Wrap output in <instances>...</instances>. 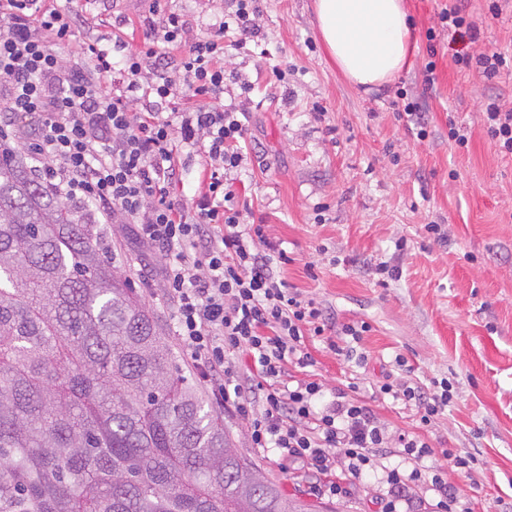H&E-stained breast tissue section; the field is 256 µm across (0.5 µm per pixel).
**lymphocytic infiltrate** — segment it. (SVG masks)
I'll return each mask as SVG.
<instances>
[{"instance_id": "1", "label": "lymphocytic infiltrate", "mask_w": 512, "mask_h": 512, "mask_svg": "<svg viewBox=\"0 0 512 512\" xmlns=\"http://www.w3.org/2000/svg\"><path fill=\"white\" fill-rule=\"evenodd\" d=\"M157 6L150 0L142 17L153 35L143 49L121 40L108 49L83 44L66 62L56 48L73 35L69 5L0 0V114L28 117L42 181L64 203L94 207L107 224L135 225L140 241L163 253L177 334L218 403L248 419L254 447L287 449L322 476L341 457L354 478L375 449L399 447L412 469L385 477L391 501L383 512H393L420 480L430 448L416 436H391L346 392L326 402L318 382L287 381V365H312L306 339L323 336L325 317L275 273L274 262L288 257L259 247L262 228L245 223L229 180L242 164L247 127L221 102L224 58L232 36H259L256 0H232L231 11L191 42L180 16L156 21ZM179 89L190 106L163 113ZM182 146L205 148L209 159L208 190L191 207L168 191ZM239 349L253 362L246 383L226 359ZM379 391L412 403L424 424L452 400L444 381L429 391L385 382Z\"/></svg>"}]
</instances>
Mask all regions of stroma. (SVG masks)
Segmentation results:
<instances>
[{
    "instance_id": "1",
    "label": "stroma",
    "mask_w": 512,
    "mask_h": 512,
    "mask_svg": "<svg viewBox=\"0 0 512 512\" xmlns=\"http://www.w3.org/2000/svg\"><path fill=\"white\" fill-rule=\"evenodd\" d=\"M313 0H258V44L236 50L224 69L228 96L240 81L254 89L241 106L248 139L234 190L250 204L248 223L280 243L288 263L277 270L290 288L322 307L327 336L342 324L368 322L362 341L367 365L355 367L307 338L312 366H288L296 379L323 386L324 400L358 382L355 397L368 404L391 435L415 433L431 453L423 476L397 512H444L431 477L447 478L470 512H512V157L500 154L483 129L488 101L512 106V70L494 78L457 66L456 55L512 48V10L494 15L492 0H462L463 13L480 31L478 42L451 39L440 29L443 0H407L415 48L390 84L363 91L327 60L314 24ZM164 13L189 25L188 39L206 34L230 10V0H161ZM139 0H78L75 39L111 48L115 38L140 46L150 31L139 22ZM435 39H428V29ZM435 59L434 86L422 68ZM286 68L287 86L273 87V66ZM420 97L432 133L417 142L397 120V89ZM467 127L468 147L448 137L449 122ZM183 171L169 187L186 204L207 189L203 151L185 149ZM440 225L444 240L425 232ZM103 242L113 265L130 280L161 327L182 375L199 383L175 334L173 309L158 277L163 256L145 250L129 226L105 224ZM397 269L382 278L379 264ZM403 355L408 369L391 361ZM422 388L445 379L453 385L447 410L424 425L404 401L380 394L385 375ZM236 448L288 498L331 512H380L384 478L406 462L397 449L376 453L362 480L343 494L314 491V475L280 467V454L252 445L243 417L221 411ZM472 459L460 469L447 452Z\"/></svg>"
}]
</instances>
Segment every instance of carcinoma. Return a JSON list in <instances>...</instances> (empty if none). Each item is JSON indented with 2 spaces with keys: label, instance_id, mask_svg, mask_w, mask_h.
<instances>
[{
  "label": "carcinoma",
  "instance_id": "1",
  "mask_svg": "<svg viewBox=\"0 0 512 512\" xmlns=\"http://www.w3.org/2000/svg\"><path fill=\"white\" fill-rule=\"evenodd\" d=\"M22 151L0 143V512H321L233 446Z\"/></svg>",
  "mask_w": 512,
  "mask_h": 512
}]
</instances>
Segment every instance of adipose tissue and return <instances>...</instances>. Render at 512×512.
I'll return each instance as SVG.
<instances>
[{
	"label": "adipose tissue",
	"instance_id": "ef3b65f1",
	"mask_svg": "<svg viewBox=\"0 0 512 512\" xmlns=\"http://www.w3.org/2000/svg\"><path fill=\"white\" fill-rule=\"evenodd\" d=\"M322 42L353 85L391 82L406 66L410 20L405 0H315Z\"/></svg>",
	"mask_w": 512,
	"mask_h": 512
}]
</instances>
